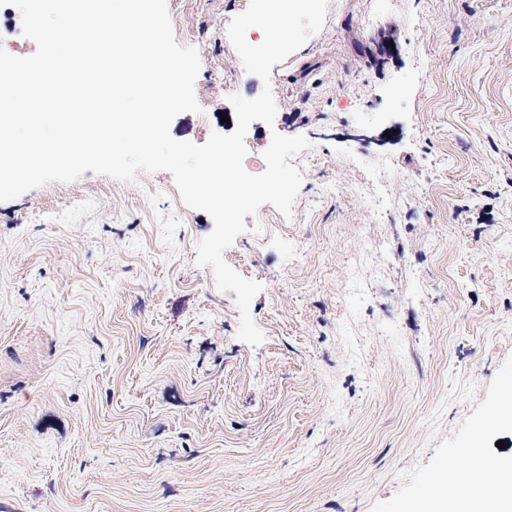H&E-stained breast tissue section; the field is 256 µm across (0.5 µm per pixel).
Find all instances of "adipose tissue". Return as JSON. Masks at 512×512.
Instances as JSON below:
<instances>
[{"instance_id": "ef3b65f1", "label": "adipose tissue", "mask_w": 512, "mask_h": 512, "mask_svg": "<svg viewBox=\"0 0 512 512\" xmlns=\"http://www.w3.org/2000/svg\"><path fill=\"white\" fill-rule=\"evenodd\" d=\"M462 456L469 458L470 465L465 472L442 474L443 484L461 481L468 484L484 483L487 475H494L500 490L493 503H485L481 497H473L466 506H459L452 494H444L438 499L436 512H512V458L495 459L485 455L480 449L466 447Z\"/></svg>"}]
</instances>
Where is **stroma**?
Returning <instances> with one entry per match:
<instances>
[{
  "label": "stroma",
  "instance_id": "1",
  "mask_svg": "<svg viewBox=\"0 0 512 512\" xmlns=\"http://www.w3.org/2000/svg\"><path fill=\"white\" fill-rule=\"evenodd\" d=\"M249 0H167L199 112L270 88L248 151L304 136L290 216L225 251L262 286L265 339L196 246L171 173L85 172L0 202V504L7 512H401L459 448L512 457V0H328L322 27L246 72Z\"/></svg>",
  "mask_w": 512,
  "mask_h": 512
}]
</instances>
